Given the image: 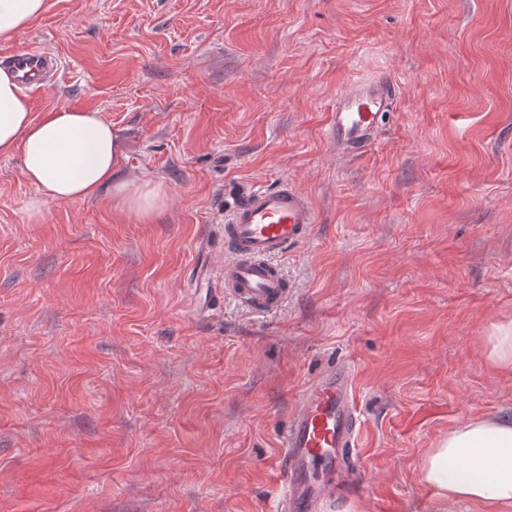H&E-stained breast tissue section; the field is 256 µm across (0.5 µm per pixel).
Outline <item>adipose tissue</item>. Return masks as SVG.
I'll use <instances>...</instances> for the list:
<instances>
[{"label": "adipose tissue", "instance_id": "1", "mask_svg": "<svg viewBox=\"0 0 512 512\" xmlns=\"http://www.w3.org/2000/svg\"><path fill=\"white\" fill-rule=\"evenodd\" d=\"M46 9V0H0V45L17 42ZM0 156L18 158L38 195L28 211L41 221L46 201L91 200L109 192L121 210L149 222L160 215L161 184H137L119 173L117 130L100 112L64 105L34 117L15 72L0 67ZM438 500L481 505L486 512L512 506V415L477 416L450 427L419 464Z\"/></svg>", "mask_w": 512, "mask_h": 512}]
</instances>
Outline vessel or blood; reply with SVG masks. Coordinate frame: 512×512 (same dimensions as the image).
<instances>
[{
	"label": "vessel or blood",
	"mask_w": 512,
	"mask_h": 512,
	"mask_svg": "<svg viewBox=\"0 0 512 512\" xmlns=\"http://www.w3.org/2000/svg\"><path fill=\"white\" fill-rule=\"evenodd\" d=\"M10 63L19 82L37 84L58 62L48 52L24 49ZM391 82L380 77L348 85L336 96L328 136L338 152L355 156L368 146L393 110ZM224 292L248 309L280 308L286 279L274 257L304 241L316 222L308 199L288 183L256 185L226 206ZM354 372L340 366L309 381L281 437L279 495L275 512H326L336 497L353 490L351 460L361 423L353 405Z\"/></svg>",
	"instance_id": "b4317fda"
}]
</instances>
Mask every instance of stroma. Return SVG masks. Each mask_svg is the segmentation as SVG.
<instances>
[{
	"label": "stroma",
	"instance_id": "obj_1",
	"mask_svg": "<svg viewBox=\"0 0 512 512\" xmlns=\"http://www.w3.org/2000/svg\"><path fill=\"white\" fill-rule=\"evenodd\" d=\"M58 61L28 95L101 112L121 173L162 183L145 223L108 194L49 201L0 156V512H272L304 386L353 364L354 494L328 512H483L419 460L512 413L486 358L512 317V0H46L17 45ZM396 86L360 156L329 113ZM291 182L316 222L279 259L288 298L198 313L224 265V194Z\"/></svg>",
	"mask_w": 512,
	"mask_h": 512
}]
</instances>
